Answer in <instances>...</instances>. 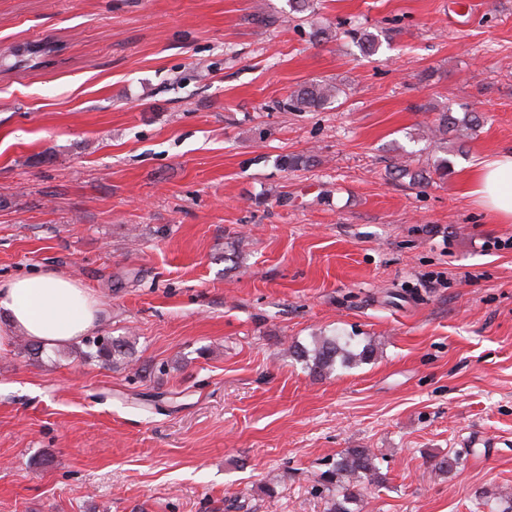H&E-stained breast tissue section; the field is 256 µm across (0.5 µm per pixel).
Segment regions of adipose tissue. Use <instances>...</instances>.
<instances>
[{"instance_id":"ef3b65f1","label":"adipose tissue","mask_w":512,"mask_h":512,"mask_svg":"<svg viewBox=\"0 0 512 512\" xmlns=\"http://www.w3.org/2000/svg\"><path fill=\"white\" fill-rule=\"evenodd\" d=\"M469 185L493 223H512V147L477 165ZM101 320L93 294L55 269L0 279V351L18 336L49 348L63 346L93 332Z\"/></svg>"}]
</instances>
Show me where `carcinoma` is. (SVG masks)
<instances>
[{
	"label": "carcinoma",
	"mask_w": 512,
	"mask_h": 512,
	"mask_svg": "<svg viewBox=\"0 0 512 512\" xmlns=\"http://www.w3.org/2000/svg\"><path fill=\"white\" fill-rule=\"evenodd\" d=\"M353 43L359 49L372 54L379 48L378 37L367 30L351 31ZM338 88L326 82H310L299 86L290 95V106L297 112H316L336 101ZM477 117L459 119L450 111L439 114L436 123L429 128V140L439 136L473 129ZM394 175L409 179L412 185L419 184L436 175L443 178L448 175L449 161L437 158L430 169H414L411 163L399 158L393 165ZM96 347V357L105 364H117L129 355V344L123 339L92 340ZM287 352L302 362L310 374L323 377L334 373L337 368H352L364 363L373 356L374 348L365 344L358 350L351 336H315L312 347L291 344ZM323 483L329 488H340L343 495L333 499L330 512H350L349 504L360 496V484L365 481L382 479L377 455L370 448H348L326 464V470L320 474Z\"/></svg>",
	"instance_id": "1"
}]
</instances>
